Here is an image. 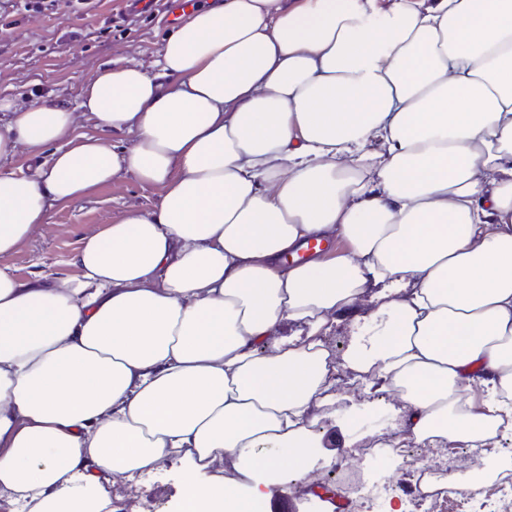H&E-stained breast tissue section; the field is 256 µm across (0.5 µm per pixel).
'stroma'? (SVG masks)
Segmentation results:
<instances>
[{
    "label": "stroma",
    "instance_id": "35a3bbf8",
    "mask_svg": "<svg viewBox=\"0 0 512 512\" xmlns=\"http://www.w3.org/2000/svg\"><path fill=\"white\" fill-rule=\"evenodd\" d=\"M126 0H93L76 11L74 0H55L52 10L33 13L7 9L0 14V98L29 103L66 101L77 105L82 85L118 58L153 68L165 34L174 20L159 13L123 23ZM159 191L135 177L120 174L91 197L51 209L47 223L9 259L21 278L41 267L62 277L74 276L69 263L82 237L132 210L157 205ZM339 405L319 429L325 449L338 451L359 438L383 431L402 414L397 397L367 398L354 388L338 390Z\"/></svg>",
    "mask_w": 512,
    "mask_h": 512
}]
</instances>
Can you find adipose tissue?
<instances>
[{
	"label": "adipose tissue",
	"instance_id": "obj_1",
	"mask_svg": "<svg viewBox=\"0 0 512 512\" xmlns=\"http://www.w3.org/2000/svg\"><path fill=\"white\" fill-rule=\"evenodd\" d=\"M121 173L158 206L84 236L76 276L20 278L49 209ZM387 312L338 367L400 390L410 438L512 417V0H224L77 107L0 98L17 512H112L102 476L171 459L179 512H253L321 452L333 324Z\"/></svg>",
	"mask_w": 512,
	"mask_h": 512
}]
</instances>
